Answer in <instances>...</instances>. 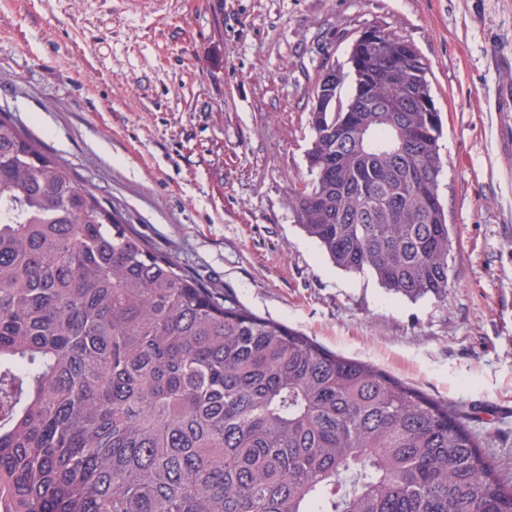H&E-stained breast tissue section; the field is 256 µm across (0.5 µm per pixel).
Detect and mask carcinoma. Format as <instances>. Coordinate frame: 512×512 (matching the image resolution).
Masks as SVG:
<instances>
[{"instance_id":"cac0c4a2","label":"carcinoma","mask_w":512,"mask_h":512,"mask_svg":"<svg viewBox=\"0 0 512 512\" xmlns=\"http://www.w3.org/2000/svg\"><path fill=\"white\" fill-rule=\"evenodd\" d=\"M310 112L303 231L339 269L448 291L422 57ZM0 512H512L445 400L193 279L0 116Z\"/></svg>"}]
</instances>
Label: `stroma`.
<instances>
[{
  "label": "stroma",
  "mask_w": 512,
  "mask_h": 512,
  "mask_svg": "<svg viewBox=\"0 0 512 512\" xmlns=\"http://www.w3.org/2000/svg\"><path fill=\"white\" fill-rule=\"evenodd\" d=\"M379 25L442 115L449 287L395 296L300 227L313 87ZM512 0H0V113L198 282L447 400L512 481Z\"/></svg>",
  "instance_id": "obj_1"
}]
</instances>
